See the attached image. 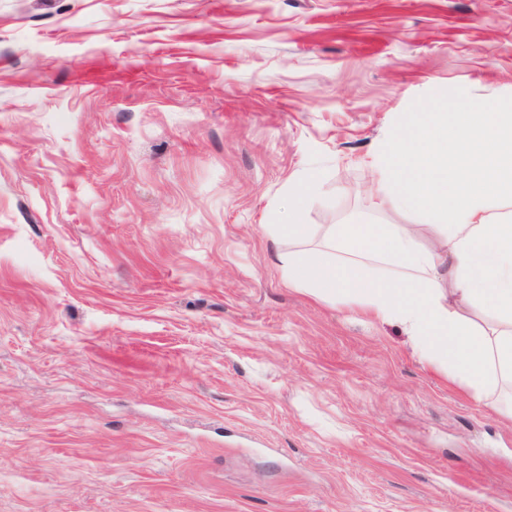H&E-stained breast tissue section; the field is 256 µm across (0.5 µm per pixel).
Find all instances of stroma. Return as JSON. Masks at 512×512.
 <instances>
[{
    "label": "stroma",
    "mask_w": 512,
    "mask_h": 512,
    "mask_svg": "<svg viewBox=\"0 0 512 512\" xmlns=\"http://www.w3.org/2000/svg\"><path fill=\"white\" fill-rule=\"evenodd\" d=\"M512 94V0H0V512H512V426L263 227L380 224L400 113Z\"/></svg>",
    "instance_id": "1"
}]
</instances>
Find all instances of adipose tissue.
<instances>
[{
    "label": "adipose tissue",
    "instance_id": "1",
    "mask_svg": "<svg viewBox=\"0 0 512 512\" xmlns=\"http://www.w3.org/2000/svg\"><path fill=\"white\" fill-rule=\"evenodd\" d=\"M381 209L418 224L356 217L314 232L301 221L314 174L289 182L290 286L317 300L402 324L414 355L505 422L512 421V95L458 94L404 113L376 162Z\"/></svg>",
    "mask_w": 512,
    "mask_h": 512
}]
</instances>
